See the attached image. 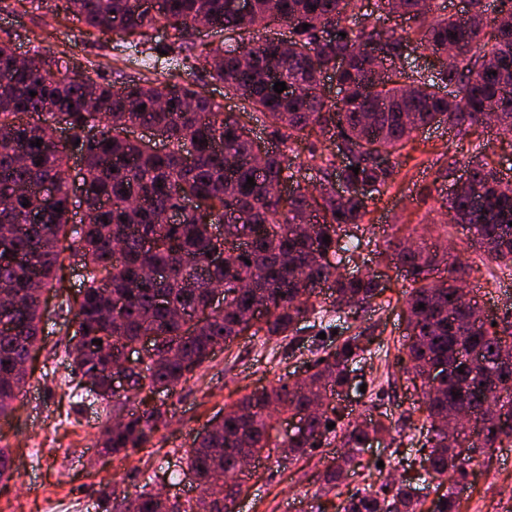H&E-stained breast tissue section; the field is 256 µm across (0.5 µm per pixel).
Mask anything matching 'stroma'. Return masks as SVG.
<instances>
[{
    "label": "stroma",
    "mask_w": 512,
    "mask_h": 512,
    "mask_svg": "<svg viewBox=\"0 0 512 512\" xmlns=\"http://www.w3.org/2000/svg\"><path fill=\"white\" fill-rule=\"evenodd\" d=\"M2 26L23 36L46 30L43 49L65 53L79 71L96 79L116 81L145 71L143 55L116 49L111 35L82 33L63 13L0 11ZM444 150L455 156L457 172H464L469 155L452 132L431 126L414 134L395 161L394 186L371 208L364 236L380 245L399 232L416 242L437 240L454 247L461 262L470 267L464 290L498 321L512 314V276L496 278L495 262L468 250L466 231L451 223L446 206L451 181L445 176V161L437 157ZM339 268L344 273L374 272L388 284L375 310L348 321L350 333L368 328L375 336L370 353L356 365V376L366 389L352 391L348 406L364 417L386 413L393 429L381 442L364 449L355 475L335 493L322 490L318 474L339 452L338 444L315 449L299 460H261L245 482L235 512H284L290 504L296 512H336L338 493L382 477L397 479L418 467L417 440L426 414L422 395L405 373L399 352L406 333L401 297L408 283L387 256L370 249L359 255L343 254ZM61 275L63 287L46 294L44 349L31 366L29 384L15 412L0 418V442L9 446L16 466L11 479L0 481V512H103L100 488L115 486L133 495L147 483L180 502L195 501L200 488L188 478L171 485L169 474L184 469L198 434L223 417L226 404L278 379L308 375L329 346L328 340L308 330L300 331L291 344L244 336L229 346H217L190 379L162 394L168 425L155 433L147 447L118 461L97 446L109 411L100 404L81 402L70 383L66 349L71 331L60 305L74 297L81 274L68 260ZM468 483L461 496L462 512H512V456L505 449L471 464Z\"/></svg>",
    "instance_id": "1"
}]
</instances>
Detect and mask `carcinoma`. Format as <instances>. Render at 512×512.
I'll return each instance as SVG.
<instances>
[{"mask_svg": "<svg viewBox=\"0 0 512 512\" xmlns=\"http://www.w3.org/2000/svg\"><path fill=\"white\" fill-rule=\"evenodd\" d=\"M62 2L88 31L114 33L118 46L167 52L176 72L98 81L38 45L20 64L18 35L0 31V418L14 411L26 384L22 365L38 351L41 295L54 287L65 259L77 257L83 294L63 309L75 339L68 349L71 375L82 401L125 413L124 423L108 421L100 431L101 448L114 457L146 447L168 425L155 395L195 373L215 346L246 334L292 338L302 329L330 336L345 311L357 315L377 305L386 288L381 278L342 274L326 256L362 249L358 231L369 207L395 180L390 158L414 132L437 124L464 136L487 114L512 132V0L486 24L485 0H467L468 18L437 16L432 0H374L366 12L358 0H250L246 14L229 0H162L153 14L139 0ZM396 15L414 22L412 32L402 35L387 24ZM202 23L215 28L203 56L194 53ZM278 24L288 27L286 49L269 34ZM161 29L173 30L164 44L156 41ZM412 40L439 65L408 62ZM197 63L240 102L242 113L267 124L282 148L255 165L259 144L240 115L183 78L182 70ZM326 74L336 98L324 93ZM277 82L287 90L275 92ZM62 122L72 131L67 145L55 141ZM130 124L151 129L165 149L131 139ZM36 140L41 146L32 145ZM303 142L319 172L311 189L301 183L304 165L284 152ZM468 152V181L448 195V209L468 227L473 246L511 272L512 178L483 162L484 143L469 142ZM73 154L83 160L79 195L68 176ZM249 177L255 186H246ZM284 181L293 190L273 196L270 187ZM340 182L347 185L342 195ZM360 185L371 193L358 194ZM190 198L205 204L209 221L191 213L166 221ZM76 208L89 213L88 222L73 221ZM218 224L229 238H245L224 249L222 264L209 257L220 247ZM388 245L395 268L409 280L402 354L407 373L422 382L426 426L419 443L428 453L421 473L349 490L337 512H421L424 490L435 480L449 486L433 512H460L467 468L456 445L473 462L512 442V421L502 420L512 416V387L488 397L469 378L464 356L482 352L488 381L512 378L503 362L512 353V321L479 322L476 304L459 305L463 265L448 261L447 252ZM441 265L446 276L430 280ZM157 269L166 275L148 276ZM215 283L224 287L220 312L209 310ZM325 284L328 306L318 301ZM257 303L267 314L253 321ZM148 335L163 337L160 356L132 372L127 389L114 390L108 369L115 356ZM374 341L365 329L344 337L323 351L305 383L280 381L225 407L223 424L200 434L187 460L186 474L201 487L195 504L184 508L147 489L131 496L115 486L101 489L100 499L112 503L111 512H234L242 455L275 452L298 460L337 441L346 452L320 475L324 489L334 490L360 465L358 454L392 429L380 417L352 419L332 402L353 385L352 365ZM432 373L438 386L428 389ZM321 399L329 401L325 411L283 438L273 434L280 415H298ZM468 410L482 423L477 439L448 426V418ZM214 484L224 487L223 497L212 496Z\"/></svg>", "mask_w": 512, "mask_h": 512, "instance_id": "obj_1", "label": "carcinoma"}]
</instances>
